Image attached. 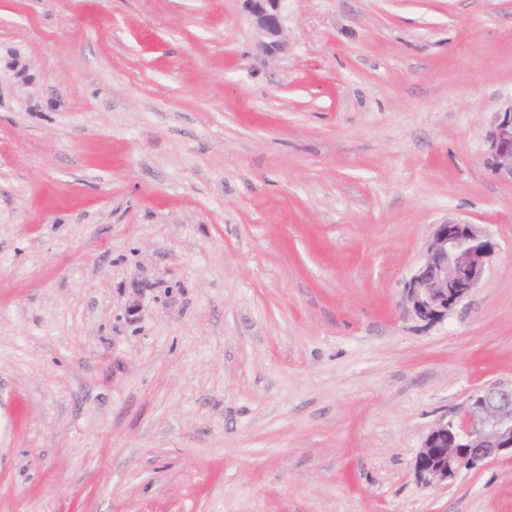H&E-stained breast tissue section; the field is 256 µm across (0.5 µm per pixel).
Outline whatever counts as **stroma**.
Listing matches in <instances>:
<instances>
[{
  "mask_svg": "<svg viewBox=\"0 0 512 512\" xmlns=\"http://www.w3.org/2000/svg\"><path fill=\"white\" fill-rule=\"evenodd\" d=\"M0 0V512H512L413 465L512 381V0ZM482 280L430 326L434 225ZM283 0H243L250 22L264 37L261 46L265 53L273 55L283 49ZM486 138L493 172L512 183V103L495 113ZM495 244L477 224L435 225L422 263L405 285V305L425 324L444 319L479 285Z\"/></svg>",
  "mask_w": 512,
  "mask_h": 512,
  "instance_id": "35a3bbf8",
  "label": "stroma"
}]
</instances>
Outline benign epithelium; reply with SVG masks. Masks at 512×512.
<instances>
[{
	"label": "benign epithelium",
	"mask_w": 512,
	"mask_h": 512,
	"mask_svg": "<svg viewBox=\"0 0 512 512\" xmlns=\"http://www.w3.org/2000/svg\"><path fill=\"white\" fill-rule=\"evenodd\" d=\"M282 0H243L250 22L264 37L262 49H283ZM490 165L512 182V104L494 115L487 132ZM495 244L477 224L435 225L422 263L405 285V305L426 324L448 316L479 285ZM512 458V383L480 388L470 396L460 420L438 424L418 452L414 474L425 486H446L463 468Z\"/></svg>",
	"instance_id": "1"
}]
</instances>
